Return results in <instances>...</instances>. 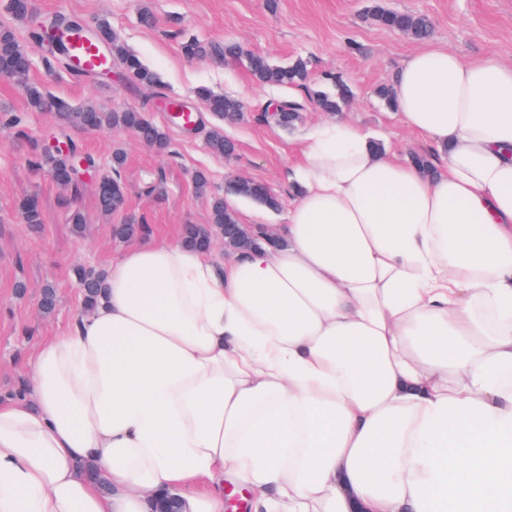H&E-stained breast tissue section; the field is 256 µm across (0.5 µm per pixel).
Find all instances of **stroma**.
<instances>
[{
  "label": "stroma",
  "mask_w": 512,
  "mask_h": 512,
  "mask_svg": "<svg viewBox=\"0 0 512 512\" xmlns=\"http://www.w3.org/2000/svg\"><path fill=\"white\" fill-rule=\"evenodd\" d=\"M8 4L0 0V25L14 26L25 37L33 24L57 12L90 28L108 21L118 40L158 74L157 93L138 88L117 62L113 78H74L60 66H49L46 46L26 37L30 79L76 108L95 103L137 109L166 130L169 143L160 152L126 129L71 130V137L101 169H109L113 150L124 153L125 206L103 214L93 182H85L76 196L56 183L48 168L30 165L33 150L57 134L59 122L53 113L32 110L22 86L0 79V114L10 118L0 123L1 401L27 383L36 347L63 333L82 314L76 268H104L129 247V240L113 237V225L140 218L150 226V240L177 238L183 225L207 223L212 196L223 194L233 176L264 182L279 203L272 209L232 198L239 223H285L295 193L284 173L297 159L298 137L310 123L323 119V112L308 101L294 129L264 122L260 115L269 103L298 97L300 89L256 83L244 57L188 58L183 42H234L245 54L261 53L278 65L306 60L309 88H324L330 75L343 81L352 96L342 117L383 135L389 153L402 160L429 153L430 147L405 128L377 90L391 84L396 68L419 42L379 26L370 14L374 5L427 16L432 24L429 43L447 46L462 58L512 61V0H34L32 18L23 21L15 20ZM145 10L153 14L148 25L140 20ZM201 86L242 101V117L222 122L205 111L198 130L184 133L172 123L166 105L173 99L197 104ZM216 126L235 145L229 158H217L207 147V134ZM199 171L209 179L204 193L193 183ZM30 195L39 198L44 212L43 224L35 227L24 224L17 209L18 201ZM76 211L85 218L79 232L70 222ZM20 279L27 283L22 295L15 290ZM48 284L56 290L57 303L46 314L40 298Z\"/></svg>",
  "instance_id": "35a3bbf8"
}]
</instances>
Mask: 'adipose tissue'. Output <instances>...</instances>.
I'll list each match as a JSON object with an SVG mask.
<instances>
[{
    "instance_id": "ef3b65f1",
    "label": "adipose tissue",
    "mask_w": 512,
    "mask_h": 512,
    "mask_svg": "<svg viewBox=\"0 0 512 512\" xmlns=\"http://www.w3.org/2000/svg\"><path fill=\"white\" fill-rule=\"evenodd\" d=\"M393 91L434 174L320 121L255 246L108 265L0 402V512H512V64L428 46Z\"/></svg>"
}]
</instances>
